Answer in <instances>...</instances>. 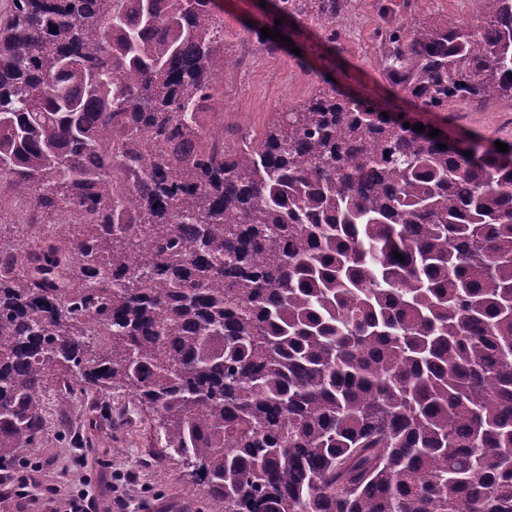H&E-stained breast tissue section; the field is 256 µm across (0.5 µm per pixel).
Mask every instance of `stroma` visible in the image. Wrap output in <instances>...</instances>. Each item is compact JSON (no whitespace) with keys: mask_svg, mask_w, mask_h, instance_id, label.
Returning <instances> with one entry per match:
<instances>
[{"mask_svg":"<svg viewBox=\"0 0 512 512\" xmlns=\"http://www.w3.org/2000/svg\"><path fill=\"white\" fill-rule=\"evenodd\" d=\"M384 5L394 22L407 26L429 16L472 23L483 8L482 0H349L345 14L331 27L304 16L277 17L260 0H223L229 69L208 120L223 125L228 139L240 130L262 135L272 121L312 96L327 73L352 96L389 110L413 109V101L389 83L379 63L373 33L384 24ZM271 26L284 37L273 55L258 49L248 34L249 29ZM248 50L256 61L245 66L241 57ZM418 118L487 144L512 142V99L483 106L457 102L447 112H422ZM58 398L56 390L48 391L39 445L23 451L15 469L30 480L28 497L17 499L15 483L0 482V512H63L66 500L81 489L104 502L110 491H117L126 502L124 512H207L203 486L166 454L154 415L139 407L131 393L108 397L107 421L91 412L87 394L73 395L63 404Z\"/></svg>","mask_w":512,"mask_h":512,"instance_id":"stroma-1","label":"stroma"}]
</instances>
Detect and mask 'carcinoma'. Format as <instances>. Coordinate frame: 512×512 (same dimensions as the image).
Returning <instances> with one entry per match:
<instances>
[{
	"label": "carcinoma",
	"instance_id": "carcinoma-1",
	"mask_svg": "<svg viewBox=\"0 0 512 512\" xmlns=\"http://www.w3.org/2000/svg\"><path fill=\"white\" fill-rule=\"evenodd\" d=\"M375 36L428 112L512 99V0ZM227 69L211 0H11L0 181L69 228L0 239V464L54 382L131 392L208 512H512V143L333 85L226 142Z\"/></svg>",
	"mask_w": 512,
	"mask_h": 512
}]
</instances>
